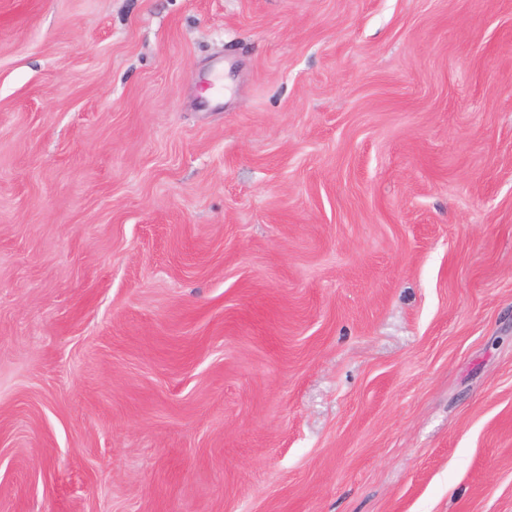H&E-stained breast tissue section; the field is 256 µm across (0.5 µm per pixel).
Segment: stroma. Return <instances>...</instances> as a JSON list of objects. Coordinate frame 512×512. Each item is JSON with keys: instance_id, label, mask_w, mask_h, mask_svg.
Returning a JSON list of instances; mask_svg holds the SVG:
<instances>
[{"instance_id": "stroma-1", "label": "stroma", "mask_w": 512, "mask_h": 512, "mask_svg": "<svg viewBox=\"0 0 512 512\" xmlns=\"http://www.w3.org/2000/svg\"><path fill=\"white\" fill-rule=\"evenodd\" d=\"M0 512H512V0H0Z\"/></svg>"}]
</instances>
